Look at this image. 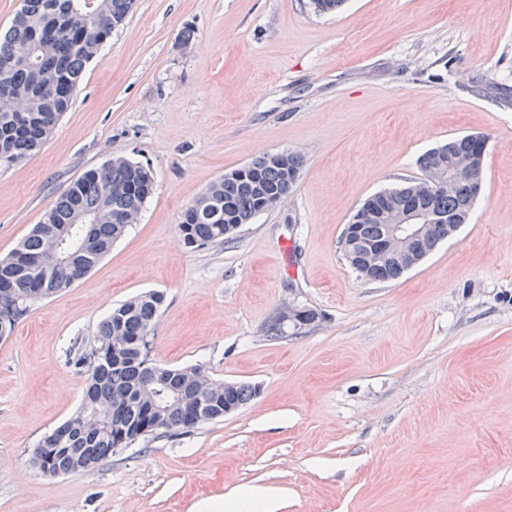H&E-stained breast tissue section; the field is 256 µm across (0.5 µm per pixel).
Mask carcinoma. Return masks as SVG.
<instances>
[{"instance_id":"obj_1","label":"carcinoma","mask_w":512,"mask_h":512,"mask_svg":"<svg viewBox=\"0 0 512 512\" xmlns=\"http://www.w3.org/2000/svg\"><path fill=\"white\" fill-rule=\"evenodd\" d=\"M133 0H22L11 26L0 31V159L21 164L39 150L78 93L90 57L123 24ZM486 146L473 136L448 140L423 154L424 177L369 198L352 215L341 247L345 261L369 282H393L410 270L401 258L373 252L409 201L444 224L466 223L480 189L445 185L427 196L423 185L448 174L455 162L484 166ZM305 164L299 152L263 154L224 174L192 202L178 224L184 245L228 242L239 228L279 206L294 191ZM151 171L113 157L92 168L58 197L40 224L0 258V324L9 336L31 306L79 281L121 239L124 217L142 210L153 192ZM431 224L415 242L416 256L444 241ZM165 296L148 292L115 307L89 344L69 349V362L87 376L76 413L43 436L29 462L44 475L92 469L148 436H178L224 417V403L239 407L256 387L211 378L200 365L168 368L149 357L152 328Z\"/></svg>"}]
</instances>
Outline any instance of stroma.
<instances>
[{
  "label": "stroma",
  "mask_w": 512,
  "mask_h": 512,
  "mask_svg": "<svg viewBox=\"0 0 512 512\" xmlns=\"http://www.w3.org/2000/svg\"><path fill=\"white\" fill-rule=\"evenodd\" d=\"M468 134L487 140L468 223L400 280L358 278L340 247L356 209ZM283 151L306 163L281 205L183 244L186 206ZM115 156L154 174L138 222L0 340V512H199L244 488L277 512H512V0H135L40 151L0 168V257ZM148 291L165 295L156 363L256 396L41 475L30 448L85 390L69 348ZM287 300L320 323L266 340Z\"/></svg>",
  "instance_id": "35a3bbf8"
}]
</instances>
